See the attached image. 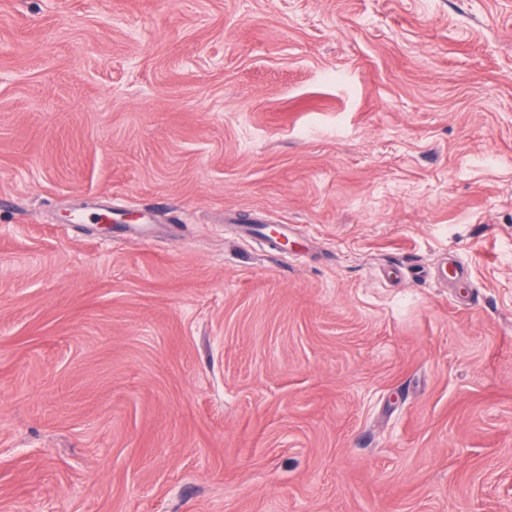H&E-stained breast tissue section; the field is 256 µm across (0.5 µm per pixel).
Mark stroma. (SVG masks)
<instances>
[{
    "mask_svg": "<svg viewBox=\"0 0 512 512\" xmlns=\"http://www.w3.org/2000/svg\"><path fill=\"white\" fill-rule=\"evenodd\" d=\"M0 512H512V0H0Z\"/></svg>",
    "mask_w": 512,
    "mask_h": 512,
    "instance_id": "35a3bbf8",
    "label": "stroma"
}]
</instances>
